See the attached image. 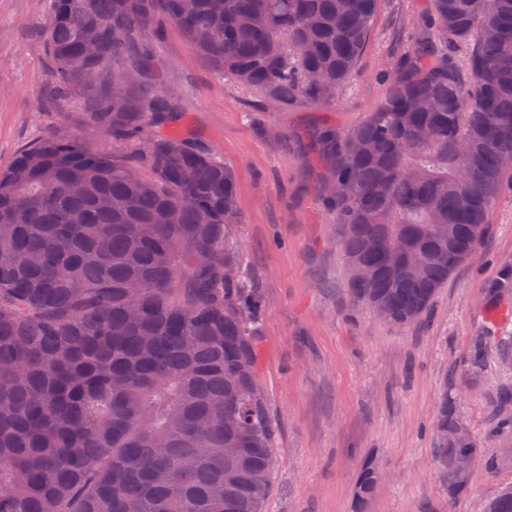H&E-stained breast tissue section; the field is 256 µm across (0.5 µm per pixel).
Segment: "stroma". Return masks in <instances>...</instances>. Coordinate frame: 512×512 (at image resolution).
<instances>
[{
  "instance_id": "stroma-1",
  "label": "stroma",
  "mask_w": 512,
  "mask_h": 512,
  "mask_svg": "<svg viewBox=\"0 0 512 512\" xmlns=\"http://www.w3.org/2000/svg\"><path fill=\"white\" fill-rule=\"evenodd\" d=\"M50 0H0V168L50 132L96 140L85 102L56 98V73L43 32ZM428 0H381L357 73L336 106L281 105L238 89L168 29L156 45L163 87L203 142L234 170L245 268L261 301L262 379L280 426L267 512H354L362 460L386 478L365 512H483L512 485V435L488 438L504 465L479 474L449 504L438 471L433 425L439 394L466 396L462 411L488 437L490 399L512 370L492 364L481 377L462 362L488 329L512 331V312H489L484 289L498 261L512 257V175L488 216L484 243L440 288L428 318L396 329L353 302L350 271L337 243L336 216L295 131L362 123L386 92V62L412 40ZM280 137L269 136V128Z\"/></svg>"
}]
</instances>
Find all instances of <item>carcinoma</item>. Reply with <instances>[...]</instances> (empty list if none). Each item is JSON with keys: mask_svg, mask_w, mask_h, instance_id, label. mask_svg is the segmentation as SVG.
Returning <instances> with one entry per match:
<instances>
[{"mask_svg": "<svg viewBox=\"0 0 512 512\" xmlns=\"http://www.w3.org/2000/svg\"><path fill=\"white\" fill-rule=\"evenodd\" d=\"M379 0H53L44 35L63 92L112 138L48 134L0 171V512H264L278 431L261 382L259 300L236 230L233 169L163 89L147 37L174 26L237 87L333 106ZM362 124L301 132L336 212L354 300L405 329L488 231L512 169V0H431ZM512 301V259L486 289ZM512 349L489 334L466 367ZM443 391L434 434L454 466L500 458ZM493 424L512 428V385ZM380 481L364 462L363 509ZM485 512H512V488Z\"/></svg>", "mask_w": 512, "mask_h": 512, "instance_id": "carcinoma-1", "label": "carcinoma"}]
</instances>
